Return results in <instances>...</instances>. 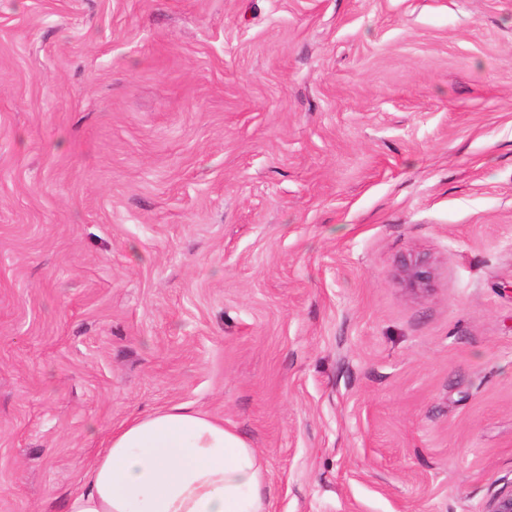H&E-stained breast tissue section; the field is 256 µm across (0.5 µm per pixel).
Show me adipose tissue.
<instances>
[{"label": "adipose tissue", "mask_w": 512, "mask_h": 512, "mask_svg": "<svg viewBox=\"0 0 512 512\" xmlns=\"http://www.w3.org/2000/svg\"><path fill=\"white\" fill-rule=\"evenodd\" d=\"M266 483L239 435L173 406L112 430L64 512H269Z\"/></svg>", "instance_id": "adipose-tissue-1"}]
</instances>
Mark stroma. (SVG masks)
<instances>
[{
  "label": "stroma",
  "mask_w": 512,
  "mask_h": 512,
  "mask_svg": "<svg viewBox=\"0 0 512 512\" xmlns=\"http://www.w3.org/2000/svg\"><path fill=\"white\" fill-rule=\"evenodd\" d=\"M179 404L270 512L512 484V0H0V512ZM398 277L408 290L414 293H427L432 289L433 267L424 257L410 256L401 264Z\"/></svg>",
  "instance_id": "stroma-1"
}]
</instances>
